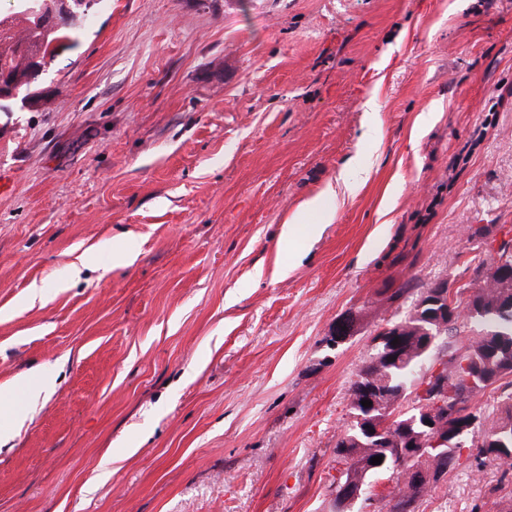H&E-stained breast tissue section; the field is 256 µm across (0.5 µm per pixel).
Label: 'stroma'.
Instances as JSON below:
<instances>
[{"label":"stroma","instance_id":"obj_1","mask_svg":"<svg viewBox=\"0 0 512 512\" xmlns=\"http://www.w3.org/2000/svg\"><path fill=\"white\" fill-rule=\"evenodd\" d=\"M37 89L0 112V386L54 390L0 512H331L385 296L512 226V0H101ZM476 454L417 512H501ZM337 206L336 188L328 185L319 196L307 201L290 223H286L283 236L295 239L302 236L315 235L322 224H330L335 216Z\"/></svg>","mask_w":512,"mask_h":512}]
</instances>
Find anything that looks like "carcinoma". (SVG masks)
I'll return each mask as SVG.
<instances>
[{
  "mask_svg": "<svg viewBox=\"0 0 512 512\" xmlns=\"http://www.w3.org/2000/svg\"><path fill=\"white\" fill-rule=\"evenodd\" d=\"M55 7V0H15L7 28H0V79L4 82L26 76L46 67L55 56L57 44L71 40L79 22L92 14L84 0H73L66 24L48 34L40 31L42 16ZM477 283L450 293L448 281L434 283L420 292L405 320L412 323L404 344L393 350L388 343L372 348L350 387V409L354 421L337 438L336 459L347 467L348 476L367 490L371 479L400 467H417L414 477L398 488L389 512H417V502L428 495L459 460V448H447V462L439 452L424 448L418 436L425 433L423 407L441 400L459 416L447 418L450 431L475 421L468 433H478V456L491 457L503 467L502 480L512 482V249H494L490 241L477 246ZM471 323L480 325L458 345L447 347L443 365L444 386L440 396L432 395L433 367H424L434 347L426 344L427 331L440 336L458 332ZM505 381L495 410H474L469 401L475 394L499 381ZM413 397V406L400 411L403 401ZM369 400L365 407L361 401ZM399 410L396 420L401 429L392 442L375 434L389 416ZM382 457V464L371 458Z\"/></svg>",
  "mask_w": 512,
  "mask_h": 512,
  "instance_id": "cac0c4a2",
  "label": "carcinoma"
}]
</instances>
